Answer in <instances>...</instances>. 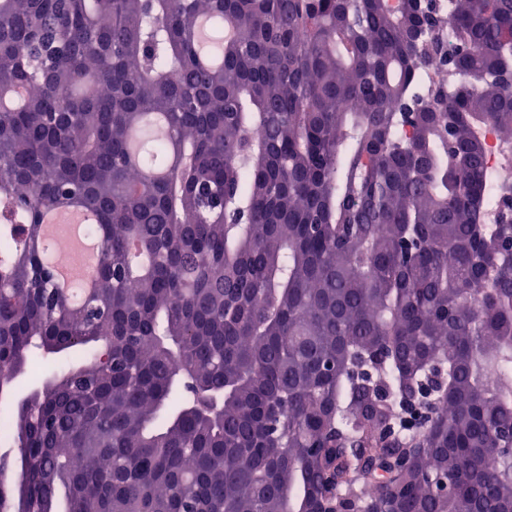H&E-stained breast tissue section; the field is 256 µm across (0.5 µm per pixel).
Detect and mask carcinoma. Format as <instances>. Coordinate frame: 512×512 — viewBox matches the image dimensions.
<instances>
[{
	"instance_id": "obj_1",
	"label": "carcinoma",
	"mask_w": 512,
	"mask_h": 512,
	"mask_svg": "<svg viewBox=\"0 0 512 512\" xmlns=\"http://www.w3.org/2000/svg\"><path fill=\"white\" fill-rule=\"evenodd\" d=\"M482 123L512 0H0V398L39 370L0 512H512ZM60 207L103 242L78 298ZM94 222V217L88 212L75 210H59L47 213L43 218L44 250L54 255L63 251L67 244L72 248L70 250L78 251L85 259L82 273H77L72 267L59 264L56 260L48 267V273L54 282L66 295H71L78 289L71 287L78 280L86 288H90L93 283L96 266L102 253V244L96 238H89L83 233V226ZM64 233L69 239L68 243L61 240V234Z\"/></svg>"
}]
</instances>
